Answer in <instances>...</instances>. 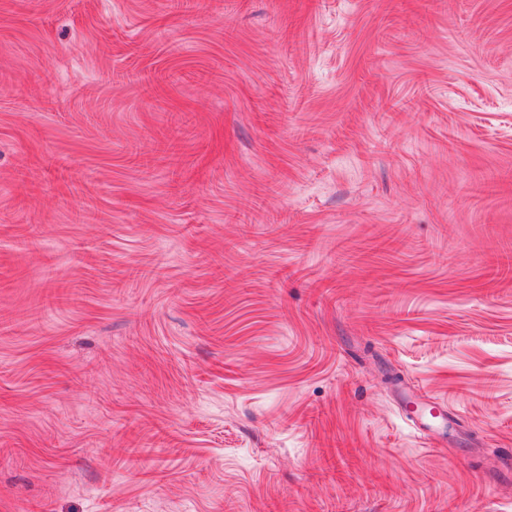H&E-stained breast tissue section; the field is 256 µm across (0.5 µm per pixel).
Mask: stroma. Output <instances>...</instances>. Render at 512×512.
Returning a JSON list of instances; mask_svg holds the SVG:
<instances>
[{
  "label": "stroma",
  "instance_id": "stroma-1",
  "mask_svg": "<svg viewBox=\"0 0 512 512\" xmlns=\"http://www.w3.org/2000/svg\"><path fill=\"white\" fill-rule=\"evenodd\" d=\"M0 512H512V0H0Z\"/></svg>",
  "mask_w": 512,
  "mask_h": 512
}]
</instances>
